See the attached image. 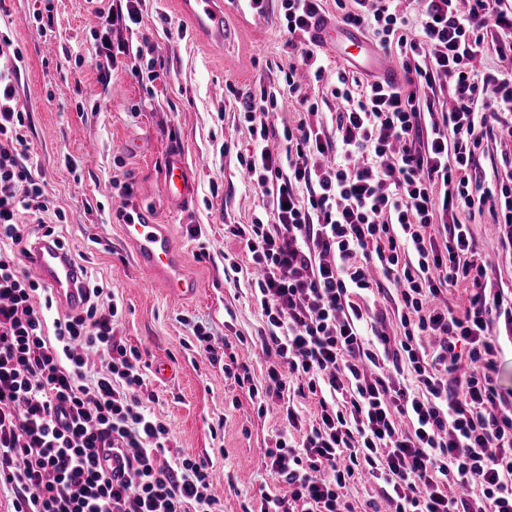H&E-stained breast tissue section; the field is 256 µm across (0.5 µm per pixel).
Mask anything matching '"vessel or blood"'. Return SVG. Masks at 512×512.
I'll use <instances>...</instances> for the list:
<instances>
[{
    "mask_svg": "<svg viewBox=\"0 0 512 512\" xmlns=\"http://www.w3.org/2000/svg\"><path fill=\"white\" fill-rule=\"evenodd\" d=\"M177 6L197 32L223 39L222 0H177ZM310 35L318 44L333 46L339 52L354 50L363 69L378 79L396 82L401 77L397 62L376 52L354 28L324 20L312 28ZM160 186L174 209L186 208L193 202V172L180 148H172L165 158ZM122 233L134 249L141 283L160 284L170 294L186 300L198 296L201 284L183 268L178 245L166 225L155 223L148 211L137 208L124 221ZM26 250L29 265L52 298L70 312H81L90 292L67 248L56 236L40 235L28 243Z\"/></svg>",
    "mask_w": 512,
    "mask_h": 512,
    "instance_id": "1",
    "label": "vessel or blood"
}]
</instances>
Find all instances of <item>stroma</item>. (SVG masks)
Masks as SVG:
<instances>
[{
  "mask_svg": "<svg viewBox=\"0 0 512 512\" xmlns=\"http://www.w3.org/2000/svg\"><path fill=\"white\" fill-rule=\"evenodd\" d=\"M120 0H0V34L20 48L16 97L28 114L29 164L42 176L49 209L21 214L26 224L43 220L55 229L73 258L84 266L90 285L116 299L118 336L137 348L147 364H165L175 379L145 377L152 412L171 432L174 449L210 460L222 479L223 512H259L265 494L278 486L261 465L265 448L286 423L279 402L259 407L247 388L224 375V366L200 352L198 331L211 335L216 350L248 345L251 375L263 382L270 357L259 347L264 318L251 297L252 273L243 243L226 232L272 209V199L248 185L239 159L254 148L239 114L235 93L279 88L290 66L301 63L300 48L288 45L280 27L281 2L268 0L266 16L224 5V41L200 42L180 17L176 0H144L142 20L121 32L133 46H152L159 63L155 81H137L124 71L103 79L106 59L86 17L115 9ZM50 33L37 35L42 18ZM318 52L328 65L320 82L305 94L318 111L311 123L326 133L336 129L340 103L332 96L336 71L344 67L330 48ZM512 116L490 119L474 168L487 183L505 179L512 167L507 132ZM181 147L192 167L197 195L191 209L175 213L160 189L161 163ZM128 176L133 195H113V177ZM149 210L169 225L185 267L203 285L191 301L159 285L135 287L133 253L122 234L121 213ZM494 278L512 292V251L501 245L503 228L491 208L470 220ZM239 272L224 269L226 260Z\"/></svg>",
  "mask_w": 512,
  "mask_h": 512,
  "instance_id": "35a3bbf8",
  "label": "stroma"
}]
</instances>
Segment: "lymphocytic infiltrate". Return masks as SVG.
<instances>
[{"mask_svg": "<svg viewBox=\"0 0 512 512\" xmlns=\"http://www.w3.org/2000/svg\"><path fill=\"white\" fill-rule=\"evenodd\" d=\"M322 2L281 0L284 32L308 35ZM401 2L353 0L340 15L396 50L404 79L362 88L337 72L334 134L302 118L283 125V148L271 152L277 92L235 96L255 142L240 164L273 208L269 220L227 230L255 270L260 346L272 362L257 386L232 351L224 374L262 403L283 398L297 376L319 405L312 421L287 406L301 442L281 433L266 450L287 491L265 495L261 512H354L345 491L366 476L383 483L391 512H512V390L499 383L491 333L512 332V302L460 219L496 200L502 245L512 246V185L470 171L490 116L512 114V12L502 0H426L414 34ZM141 19L142 0H125L105 18L100 46L112 69L153 81L143 49L112 40ZM492 27L504 66L486 72ZM21 59L1 37L0 241L13 248L0 250V486L13 491V512H220L208 462L172 453L167 425L142 397L146 366L115 334L116 301L95 287L81 313L54 320L37 304L45 289L16 250L49 230L17 221L47 206L12 84ZM442 77L455 105L425 117L417 91ZM436 222L449 227L439 240L425 234ZM377 272L397 290L393 334L367 302ZM461 280L474 293L457 315L447 294Z\"/></svg>", "mask_w": 512, "mask_h": 512, "instance_id": "f902f5d3", "label": "lymphocytic infiltrate"}]
</instances>
